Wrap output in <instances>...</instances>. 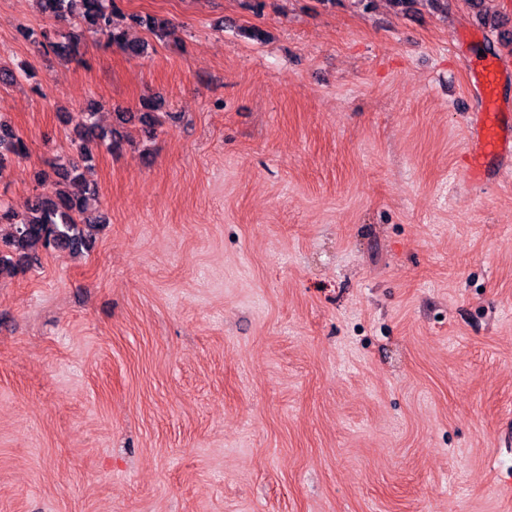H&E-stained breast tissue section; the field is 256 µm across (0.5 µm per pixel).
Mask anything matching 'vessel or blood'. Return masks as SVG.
I'll return each mask as SVG.
<instances>
[{"label": "vessel or blood", "instance_id": "obj_1", "mask_svg": "<svg viewBox=\"0 0 512 512\" xmlns=\"http://www.w3.org/2000/svg\"><path fill=\"white\" fill-rule=\"evenodd\" d=\"M511 70L512 61L495 56L483 58L469 69L472 93L490 100L488 106L470 116L467 172L478 185L512 176V170L499 163L500 158L512 153V122L503 121L495 104L501 77Z\"/></svg>", "mask_w": 512, "mask_h": 512}]
</instances>
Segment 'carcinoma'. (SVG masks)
<instances>
[{"label":"carcinoma","instance_id":"cac0c4a2","mask_svg":"<svg viewBox=\"0 0 512 512\" xmlns=\"http://www.w3.org/2000/svg\"><path fill=\"white\" fill-rule=\"evenodd\" d=\"M41 13L69 20L73 31L54 38L44 35L43 47L66 61L76 60L84 32L88 31L107 45L117 46L131 54L142 55L146 47L127 39L126 29L116 17V0H36ZM130 20L147 27L161 39L168 22L156 17L132 16ZM161 102L144 98L140 102L138 120L145 134L153 137L159 125L157 111ZM76 158L66 164H52L56 180L49 192L34 195L29 212L19 217L0 202V223L11 226V232L0 238V271L23 273L37 261L38 249H54L78 253L92 246L90 229L101 223V216L93 210L99 199L95 184L86 180L84 169L94 160V152L103 145L118 147L120 132L105 131L97 122V113L90 109L81 113L71 140ZM28 154L25 141L14 129L0 121V181L4 179L9 157L23 158Z\"/></svg>","mask_w":512,"mask_h":512}]
</instances>
